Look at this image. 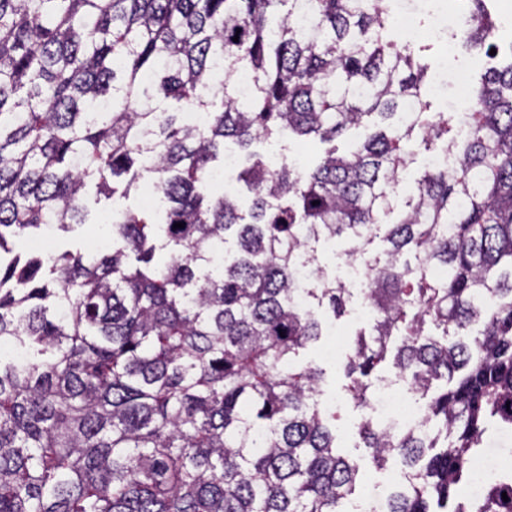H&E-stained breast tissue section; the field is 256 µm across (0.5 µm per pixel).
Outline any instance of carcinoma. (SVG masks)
Here are the masks:
<instances>
[{
    "label": "carcinoma",
    "mask_w": 512,
    "mask_h": 512,
    "mask_svg": "<svg viewBox=\"0 0 512 512\" xmlns=\"http://www.w3.org/2000/svg\"><path fill=\"white\" fill-rule=\"evenodd\" d=\"M465 2L456 41L488 55L486 0ZM393 25L382 0H0V512H346L358 468L302 356L351 295L317 262L338 237L370 270L354 406L383 363L422 401L418 429L356 423L374 468L406 467L384 512H512L511 481L458 499L512 428V48L448 139ZM373 117L309 170L250 151ZM415 134L452 167L400 201ZM230 143L247 207L215 178ZM143 182L150 204L115 205ZM103 198L111 253L11 255Z\"/></svg>",
    "instance_id": "1"
}]
</instances>
